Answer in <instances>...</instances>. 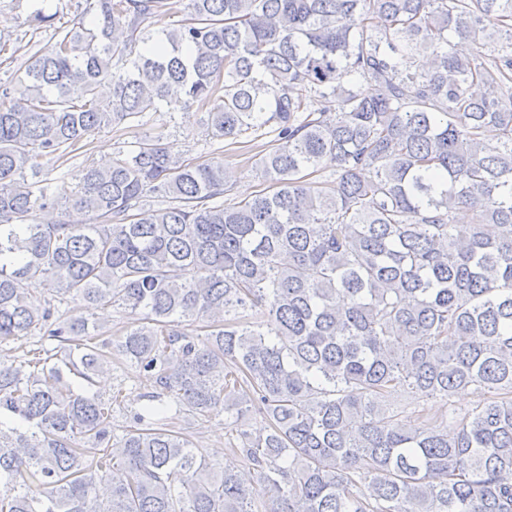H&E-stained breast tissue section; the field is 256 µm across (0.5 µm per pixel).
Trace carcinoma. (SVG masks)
Masks as SVG:
<instances>
[{
	"label": "carcinoma",
	"instance_id": "cac0c4a2",
	"mask_svg": "<svg viewBox=\"0 0 512 512\" xmlns=\"http://www.w3.org/2000/svg\"><path fill=\"white\" fill-rule=\"evenodd\" d=\"M162 8L79 0L0 85V344L44 340L0 359V512H251L250 477L267 512H512V0H188L150 29ZM160 102L274 134L275 191L219 203L237 172L160 136L37 181ZM104 306L135 316L116 341ZM114 357L148 388L121 436L91 390ZM398 389L448 420L407 425ZM219 410L246 475L195 447Z\"/></svg>",
	"mask_w": 512,
	"mask_h": 512
}]
</instances>
